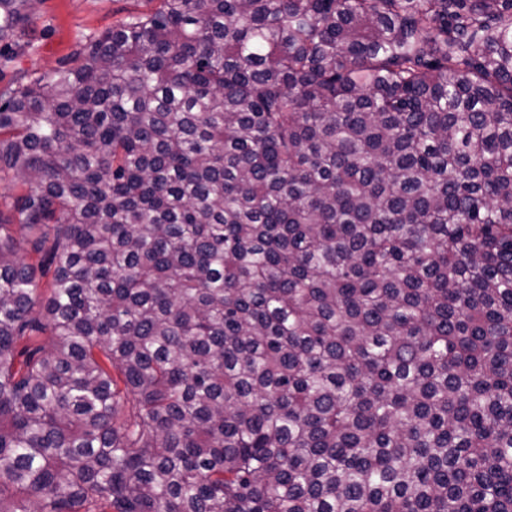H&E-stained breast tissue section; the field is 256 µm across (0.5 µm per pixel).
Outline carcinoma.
<instances>
[{"label": "carcinoma", "instance_id": "carcinoma-1", "mask_svg": "<svg viewBox=\"0 0 512 512\" xmlns=\"http://www.w3.org/2000/svg\"><path fill=\"white\" fill-rule=\"evenodd\" d=\"M6 176L0 512H512V0H158Z\"/></svg>", "mask_w": 512, "mask_h": 512}]
</instances>
